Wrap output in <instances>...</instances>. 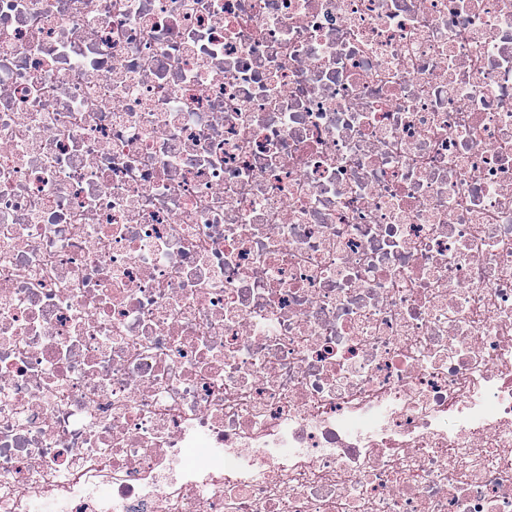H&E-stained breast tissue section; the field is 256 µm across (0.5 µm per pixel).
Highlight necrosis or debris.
<instances>
[{"instance_id":"necrosis-or-debris-1","label":"necrosis or debris","mask_w":512,"mask_h":512,"mask_svg":"<svg viewBox=\"0 0 512 512\" xmlns=\"http://www.w3.org/2000/svg\"><path fill=\"white\" fill-rule=\"evenodd\" d=\"M0 512H512V0H0Z\"/></svg>"}]
</instances>
